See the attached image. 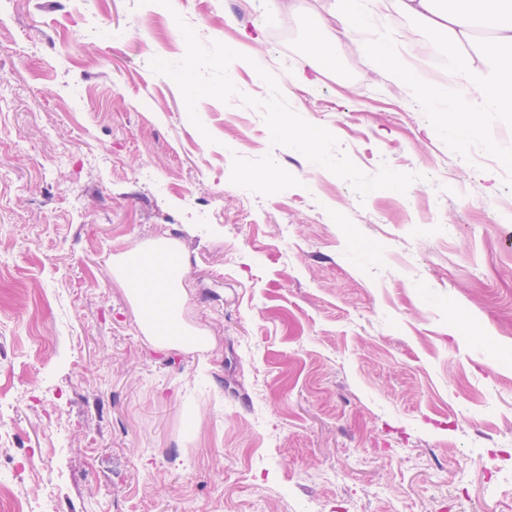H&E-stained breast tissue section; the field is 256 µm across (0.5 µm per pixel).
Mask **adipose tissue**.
Wrapping results in <instances>:
<instances>
[{"mask_svg":"<svg viewBox=\"0 0 512 512\" xmlns=\"http://www.w3.org/2000/svg\"><path fill=\"white\" fill-rule=\"evenodd\" d=\"M331 15L335 25H320L309 38V73L271 77L261 55L241 57L234 44L225 45L224 57L243 59L260 79L276 85L310 86L335 67L341 40L359 38L368 68L388 74L404 94L421 97L430 111L441 115L452 146L484 140V113L512 112V0H333ZM421 22L441 37L446 81L438 88L430 85L413 50ZM480 31L490 34L481 67L462 50ZM184 265L178 242L165 238L113 259L145 341L203 357L214 338L184 318Z\"/></svg>","mask_w":512,"mask_h":512,"instance_id":"ef3b65f1","label":"adipose tissue"}]
</instances>
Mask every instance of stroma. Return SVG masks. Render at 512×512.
<instances>
[{
	"mask_svg": "<svg viewBox=\"0 0 512 512\" xmlns=\"http://www.w3.org/2000/svg\"><path fill=\"white\" fill-rule=\"evenodd\" d=\"M326 0H0V466L56 512H512V114L441 120ZM232 79L239 100L224 97ZM317 125L324 164L288 144ZM182 246L207 363L145 342L113 258ZM52 457L44 468L33 449ZM224 58L225 60H240L243 59L245 65L251 68L256 75L264 80L271 81L270 70L266 66L264 58L259 54H253L248 57H241L239 47L234 44L225 43L224 45Z\"/></svg>",
	"mask_w": 512,
	"mask_h": 512,
	"instance_id": "stroma-1",
	"label": "stroma"
}]
</instances>
